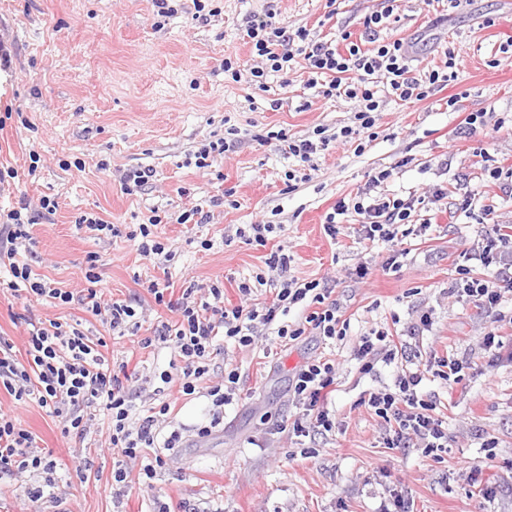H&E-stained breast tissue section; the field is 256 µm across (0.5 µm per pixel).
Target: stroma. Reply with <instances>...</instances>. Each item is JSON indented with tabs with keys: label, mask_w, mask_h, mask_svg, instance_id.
Segmentation results:
<instances>
[{
	"label": "stroma",
	"mask_w": 512,
	"mask_h": 512,
	"mask_svg": "<svg viewBox=\"0 0 512 512\" xmlns=\"http://www.w3.org/2000/svg\"><path fill=\"white\" fill-rule=\"evenodd\" d=\"M175 14L160 18L153 0H0V42L11 54L12 88L0 100V169L15 178L0 184V211L28 197L30 232L36 241L28 262L40 278L73 292L85 288L87 255L98 258L105 300L141 298L153 310L140 329L152 335L158 322L176 315L155 305L150 282L181 291L189 283L218 284L224 300L238 303L241 282L266 274L265 248L237 239L239 225L266 220L280 227L276 243L293 255L290 274L299 280H330L343 314L350 320L345 340L333 345L302 338L273 357L262 347L225 343L214 366L232 364L241 374L238 399L227 406L224 428L205 439L193 428L207 414L206 392L178 401L172 414L183 429L181 447L170 469L153 480L156 493L197 512H377L389 490L401 491L414 512H512V361L488 364L480 347L489 319L475 303L452 290L460 271L488 230L477 216L457 209L458 181H465L477 205L494 208L500 224L512 225V197L487 170L512 166V0H397L396 20L385 37L410 46L415 72L444 70L447 50L460 58L457 77L424 101L386 98L374 127L376 136L362 152L336 141L345 126H356L357 103L325 99L308 88L303 60L288 74L272 73L258 87L250 71L257 63L246 29L253 18L275 8L290 27L306 28L311 38L360 37L366 16L385 10L387 0H205L216 12L207 23L192 20V0H172ZM447 15L434 25L438 15ZM240 72L231 80L225 60ZM492 111L499 131L463 130L472 113ZM236 129L233 149L218 158L215 172L196 168L202 144ZM325 129L331 141L313 158L309 181L286 189L294 167L275 143L262 135L285 131L295 139ZM41 156L29 175L30 152ZM448 154L447 173L435 158ZM150 167L145 190L128 195L121 179ZM388 169L384 194L424 192L447 187L434 224L407 240L409 254L397 271L383 269L386 251L363 240L355 216L337 237L323 224L336 200L364 188L369 175ZM54 198L55 212L41 209V197ZM224 197L214 208L213 198ZM212 208L208 224H181L192 206ZM167 221L154 232L171 261L143 256L125 233L146 222L151 209ZM93 213L118 225L117 237L77 229L80 215ZM209 248H202V241ZM366 263L369 274L354 269ZM433 326L424 349L474 362L454 385L428 382L448 418V450L434 456L422 449H390L380 420L358 401L364 393L391 384L393 367L378 364L363 375L352 357L358 336L374 330L402 334L421 312ZM80 323L90 336L105 337L111 363L128 362L136 373L130 386L139 399L153 394L154 375L167 368L164 349L143 350L131 336L110 334L106 325L80 305L28 300L0 289V336L11 339L24 357L26 326L16 317ZM336 355V391L329 408L334 434L317 437L318 453L308 458L277 420L291 412L289 387L296 367L314 357ZM0 412L35 435L39 447L57 461L55 495L75 512H150L151 498L131 487L121 505L112 502V451L105 442L107 416L97 415L86 437L65 435L55 418L36 403L16 405L0 390ZM498 441L482 448L481 436ZM91 463L88 476L79 469Z\"/></svg>",
	"instance_id": "1"
}]
</instances>
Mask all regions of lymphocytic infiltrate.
I'll return each mask as SVG.
<instances>
[{
    "mask_svg": "<svg viewBox=\"0 0 512 512\" xmlns=\"http://www.w3.org/2000/svg\"><path fill=\"white\" fill-rule=\"evenodd\" d=\"M390 16L387 10L366 16L360 39L342 33L343 45L336 48L310 39L305 29H290L277 20L274 11H267L264 18L253 20L247 28L259 58L251 75L255 82H262L269 73L287 72L295 57H303L312 73L325 76L324 98L357 101L358 127L346 126L339 132L344 142H351L376 124L375 114L381 104L375 95V83L385 84L399 100L423 101L456 78L459 58L454 53L448 56L446 70L414 74L403 41L381 36ZM389 176L386 170L375 172L366 189L349 200H338L324 222L326 233L333 237L340 232L341 216L358 215L363 238L386 245L389 255L383 266L387 269L396 267L399 259L409 253L405 242L415 233L409 225L412 212L440 202L445 196L440 188L424 196L378 193V186ZM28 207L27 198H20L18 208L8 214V223L0 226V265H8L11 274L6 283L8 290L48 297L62 305L78 302L118 335L136 336L138 347L159 346L171 353L168 369L159 374L156 392L161 395V402L139 409L134 404L126 364L110 366L102 352L107 345L105 338H90L81 329L54 320L34 321L27 329L26 358L21 361L13 342L0 336V388L15 401L36 402L59 421L63 433L79 437L86 436L95 412L107 415L111 423L108 446L115 458V498L124 497L127 491L131 465H138L142 485L148 490L152 489L157 472L170 466L172 450L181 441L179 431L166 429L171 404L194 395L202 381L210 383L207 394L212 409L208 423L197 427V437L211 436L223 423L225 408L237 396L241 378L237 369L229 367L219 379L211 377L213 355L221 350L223 341L250 348L266 331L284 346L305 336L324 342L341 341L347 336L350 321L343 318L331 289L316 280L301 282L290 277L292 258L284 246H268L275 225L260 220L238 227L236 236L245 244L268 248V276L256 277L251 284L241 283L240 301L235 305L225 303L223 288L215 284L193 283L175 297L167 287L150 283L148 292L155 304L175 312L177 318L158 324L153 335L139 337L143 317L140 301L102 302L98 295L100 278L92 270L85 274L87 288L76 295L48 285L36 277L29 264L18 261L19 249L34 242L28 223L21 219L22 210ZM477 258L483 267H494L495 274L489 278L464 275L460 292L492 314L504 295L512 292V234L488 240ZM263 286L271 289V298L260 305L252 303L255 288ZM295 305L301 306L302 314L295 321H287L286 316ZM432 325L430 314L424 312L407 325L404 336L378 330L360 336L353 349L360 374L375 373L381 363L396 367L392 385L365 393L359 400L383 423L386 447L420 448L431 453L448 446V432L436 412L439 396L423 393L422 388L433 378L448 384L459 382L467 363L434 350H420L419 341ZM335 390L334 359H312L295 372L290 387L297 410L291 424L294 436L307 438L335 432L336 416L329 409ZM56 468L52 452L40 448L30 431L0 413V479L27 471L43 475V484L27 491L29 501L36 503L43 499L45 488L54 485Z\"/></svg>",
    "mask_w": 512,
    "mask_h": 512,
    "instance_id": "1",
    "label": "lymphocytic infiltrate"
}]
</instances>
